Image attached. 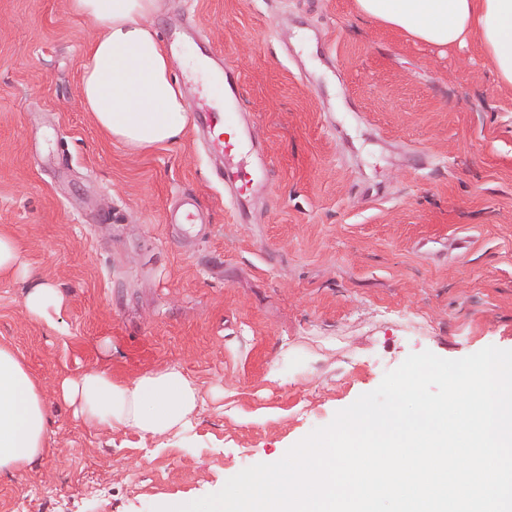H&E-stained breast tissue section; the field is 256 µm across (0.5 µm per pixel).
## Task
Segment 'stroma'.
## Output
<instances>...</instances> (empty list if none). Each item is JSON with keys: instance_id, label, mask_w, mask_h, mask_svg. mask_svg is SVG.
<instances>
[{"instance_id": "1", "label": "stroma", "mask_w": 512, "mask_h": 512, "mask_svg": "<svg viewBox=\"0 0 512 512\" xmlns=\"http://www.w3.org/2000/svg\"><path fill=\"white\" fill-rule=\"evenodd\" d=\"M154 28L186 104L185 59L232 68L257 187L225 186L189 123L131 152L79 85L93 36L67 0H0V343L39 381L52 449L0 482V512H156L279 461L409 354L512 350V92L478 42L436 47L354 0H161ZM57 288L53 324L29 282ZM165 366L204 403L161 439L88 426L57 394L92 369ZM21 248L18 241L9 233L0 231V273H21ZM62 299L55 288L47 284L31 287L24 297V307L30 318L36 321L51 323V309H57Z\"/></svg>"}]
</instances>
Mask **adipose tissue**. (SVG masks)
Here are the masks:
<instances>
[{
	"label": "adipose tissue",
	"mask_w": 512,
	"mask_h": 512,
	"mask_svg": "<svg viewBox=\"0 0 512 512\" xmlns=\"http://www.w3.org/2000/svg\"><path fill=\"white\" fill-rule=\"evenodd\" d=\"M357 10L411 39L437 46L477 40L501 87L512 90V0H354ZM91 27L80 102L100 131L130 150L179 141L184 92L151 25L159 0H68ZM59 394L85 419L141 437L183 426L201 401L198 382L175 367L129 381L93 370L64 379ZM43 393L23 359L0 344V478L26 471L50 449Z\"/></svg>",
	"instance_id": "obj_1"
}]
</instances>
